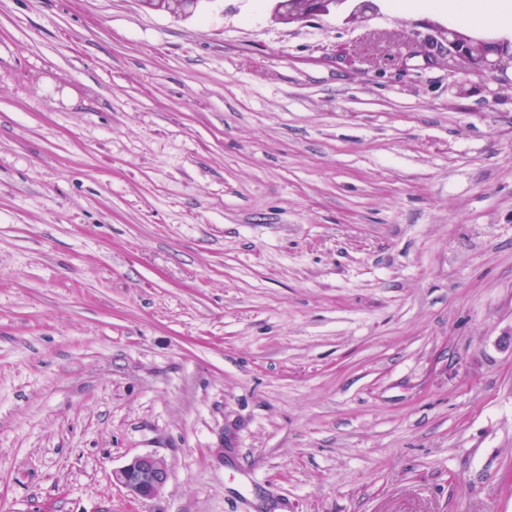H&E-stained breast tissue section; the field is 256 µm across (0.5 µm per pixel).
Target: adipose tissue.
<instances>
[{"label": "adipose tissue", "mask_w": 512, "mask_h": 512, "mask_svg": "<svg viewBox=\"0 0 512 512\" xmlns=\"http://www.w3.org/2000/svg\"><path fill=\"white\" fill-rule=\"evenodd\" d=\"M394 13L446 11L456 24L512 31V0H389Z\"/></svg>", "instance_id": "1"}]
</instances>
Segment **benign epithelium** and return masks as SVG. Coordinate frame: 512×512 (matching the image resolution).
<instances>
[{
  "mask_svg": "<svg viewBox=\"0 0 512 512\" xmlns=\"http://www.w3.org/2000/svg\"><path fill=\"white\" fill-rule=\"evenodd\" d=\"M275 19L288 23L306 21L336 12V5L349 0H302V5L293 10L289 0H270ZM377 6L373 0H357L349 19L365 22L375 14ZM448 68L464 70L476 75L490 74L509 79L512 71V42L474 38L455 30H447ZM169 478V468L164 458L154 454H143L132 458L122 467L112 471L113 483L121 486L134 500L155 497Z\"/></svg>",
  "mask_w": 512,
  "mask_h": 512,
  "instance_id": "7a95c632",
  "label": "benign epithelium"
}]
</instances>
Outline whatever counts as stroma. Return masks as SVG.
Returning <instances> with one entry per match:
<instances>
[{
  "label": "stroma",
  "instance_id": "obj_1",
  "mask_svg": "<svg viewBox=\"0 0 512 512\" xmlns=\"http://www.w3.org/2000/svg\"><path fill=\"white\" fill-rule=\"evenodd\" d=\"M378 4L0 0V512H512V84ZM290 1V0H289ZM288 0H270L272 15L275 19L288 23L306 21L319 18L336 12V3L345 4L355 1L357 3L348 16L349 20L365 22L370 16H374L377 6L373 0H303L298 9H291ZM370 13V15H367ZM169 478V468L164 458L143 454L113 470L112 481L121 486L136 501L152 499Z\"/></svg>",
  "mask_w": 512,
  "mask_h": 512
}]
</instances>
